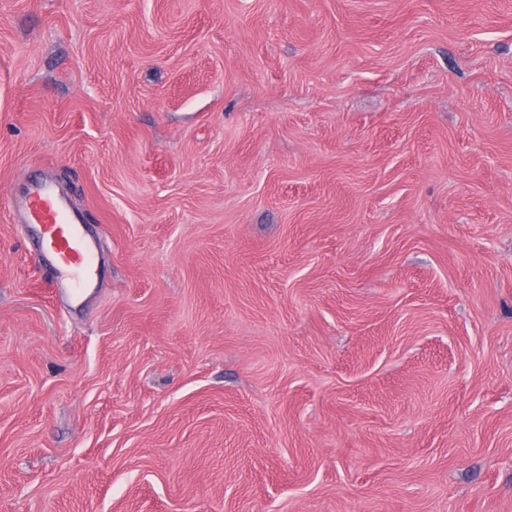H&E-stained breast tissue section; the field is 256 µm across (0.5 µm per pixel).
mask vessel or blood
Instances as JSON below:
<instances>
[{"label": "vessel or blood", "instance_id": "obj_1", "mask_svg": "<svg viewBox=\"0 0 512 512\" xmlns=\"http://www.w3.org/2000/svg\"><path fill=\"white\" fill-rule=\"evenodd\" d=\"M21 223L34 226L39 238L35 260L51 258L60 292L79 299L94 284L96 243L86 232L85 217L68 208L57 188L32 183L22 202Z\"/></svg>", "mask_w": 512, "mask_h": 512}]
</instances>
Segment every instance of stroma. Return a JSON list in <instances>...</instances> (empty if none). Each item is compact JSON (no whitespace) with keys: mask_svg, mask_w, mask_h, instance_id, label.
<instances>
[{"mask_svg":"<svg viewBox=\"0 0 512 512\" xmlns=\"http://www.w3.org/2000/svg\"><path fill=\"white\" fill-rule=\"evenodd\" d=\"M0 512H512V0H0ZM18 223L35 227L39 251L34 259L52 258L58 290L70 299L82 297L97 278L96 242L86 232L85 217L68 208L53 184L39 180L25 193Z\"/></svg>","mask_w":512,"mask_h":512,"instance_id":"35a3bbf8","label":"stroma"}]
</instances>
